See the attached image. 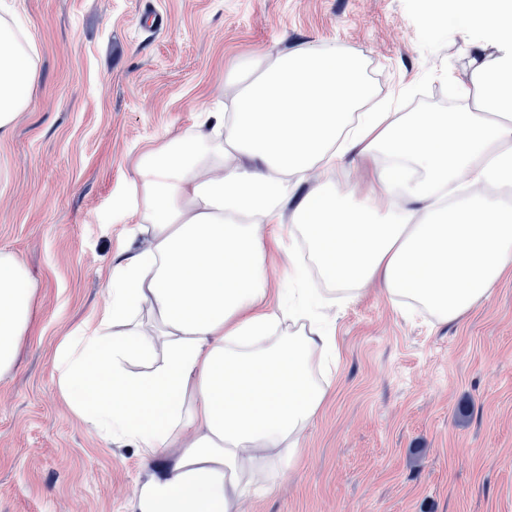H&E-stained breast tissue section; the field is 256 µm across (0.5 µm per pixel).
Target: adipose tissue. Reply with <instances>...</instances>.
<instances>
[{"label": "adipose tissue", "instance_id": "obj_1", "mask_svg": "<svg viewBox=\"0 0 512 512\" xmlns=\"http://www.w3.org/2000/svg\"><path fill=\"white\" fill-rule=\"evenodd\" d=\"M480 50L458 84V108H374L364 61L332 46L255 57L225 75L194 124L143 151L117 204L142 249L112 268L106 303L59 347L54 370L71 409L92 429L162 458L138 484L135 512H240L273 489L280 459L327 391L315 358L334 329L294 333L313 316L307 288L269 303L274 243L286 202L297 233L289 277L312 259L344 297L379 284L445 324L461 320L512 278V0H453ZM35 46L0 13V140L37 81ZM377 160L362 196L303 190L315 168ZM34 290L21 261L0 253V377L29 329Z\"/></svg>", "mask_w": 512, "mask_h": 512}]
</instances>
